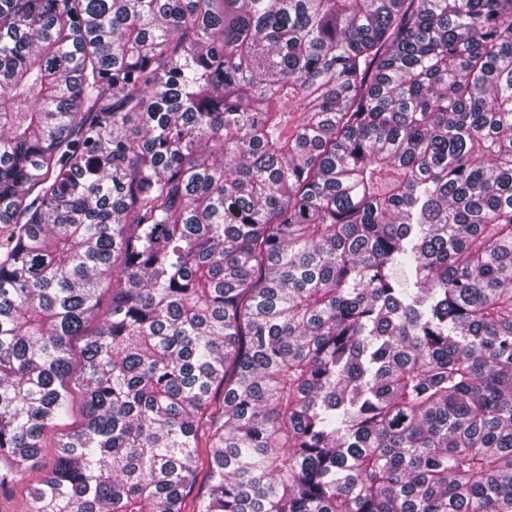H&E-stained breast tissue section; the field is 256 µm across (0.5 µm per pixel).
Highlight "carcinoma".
Here are the masks:
<instances>
[{"instance_id":"obj_1","label":"carcinoma","mask_w":512,"mask_h":512,"mask_svg":"<svg viewBox=\"0 0 512 512\" xmlns=\"http://www.w3.org/2000/svg\"><path fill=\"white\" fill-rule=\"evenodd\" d=\"M75 388L21 512H512V0H0V489Z\"/></svg>"}]
</instances>
